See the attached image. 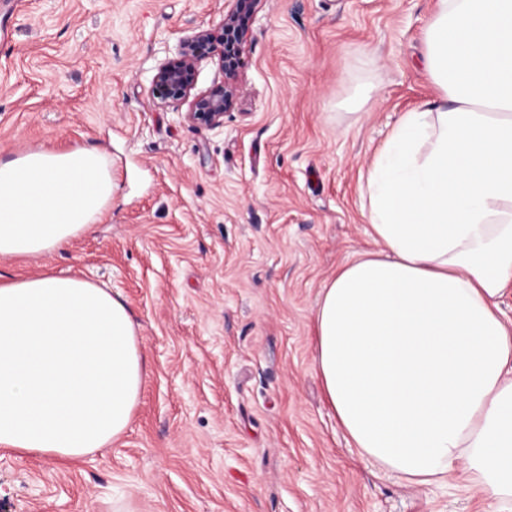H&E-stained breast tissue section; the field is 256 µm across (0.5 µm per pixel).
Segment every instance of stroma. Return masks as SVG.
<instances>
[{
    "mask_svg": "<svg viewBox=\"0 0 512 512\" xmlns=\"http://www.w3.org/2000/svg\"><path fill=\"white\" fill-rule=\"evenodd\" d=\"M436 0H260L224 123H188L152 76L200 28L195 89L224 78V0H20L0 41V159L103 147L93 233L0 277L110 286L149 373L127 432L82 458L0 449V512H492L457 478L408 484L337 428L312 313L338 263L377 250L367 169L433 100Z\"/></svg>",
    "mask_w": 512,
    "mask_h": 512,
    "instance_id": "1",
    "label": "stroma"
}]
</instances>
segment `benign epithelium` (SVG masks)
I'll return each mask as SVG.
<instances>
[{
	"mask_svg": "<svg viewBox=\"0 0 512 512\" xmlns=\"http://www.w3.org/2000/svg\"><path fill=\"white\" fill-rule=\"evenodd\" d=\"M224 13L225 43L222 57L224 81L211 89L194 94L197 62L213 40V33L200 29L184 39L177 59L159 65L153 75L157 98L164 105L188 104L184 119L192 124L217 127L224 122V113L233 105L237 94L239 59L245 36L249 31L258 0H227Z\"/></svg>",
	"mask_w": 512,
	"mask_h": 512,
	"instance_id": "benign-epithelium-1",
	"label": "benign epithelium"
}]
</instances>
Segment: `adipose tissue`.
<instances>
[{
    "instance_id": "obj_1",
    "label": "adipose tissue",
    "mask_w": 512,
    "mask_h": 512,
    "mask_svg": "<svg viewBox=\"0 0 512 512\" xmlns=\"http://www.w3.org/2000/svg\"><path fill=\"white\" fill-rule=\"evenodd\" d=\"M425 68L368 167L380 249L343 262L314 310V367L365 460L407 482L462 476L512 503V0H437ZM96 148L0 160V260L43 256L112 205ZM148 362L109 288L45 273L0 283V448L72 460L128 429Z\"/></svg>"
}]
</instances>
